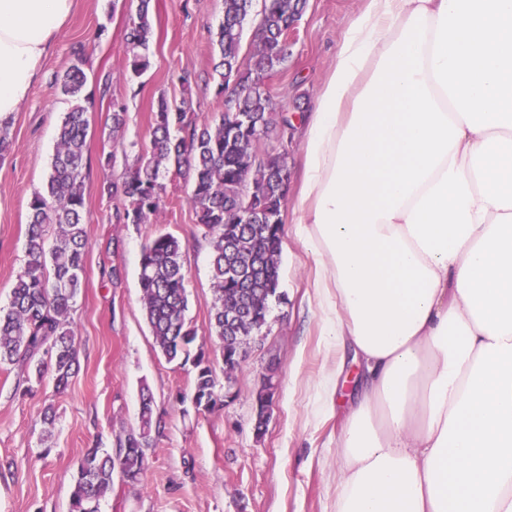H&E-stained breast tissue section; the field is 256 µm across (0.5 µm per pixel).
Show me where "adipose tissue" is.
Segmentation results:
<instances>
[{
  "label": "adipose tissue",
  "mask_w": 512,
  "mask_h": 512,
  "mask_svg": "<svg viewBox=\"0 0 512 512\" xmlns=\"http://www.w3.org/2000/svg\"><path fill=\"white\" fill-rule=\"evenodd\" d=\"M73 7L0 0V118ZM301 129L336 512H512V0H364Z\"/></svg>",
  "instance_id": "ef3b65f1"
}]
</instances>
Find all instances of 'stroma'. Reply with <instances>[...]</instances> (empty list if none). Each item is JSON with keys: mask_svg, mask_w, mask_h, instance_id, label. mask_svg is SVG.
<instances>
[{"mask_svg": "<svg viewBox=\"0 0 512 512\" xmlns=\"http://www.w3.org/2000/svg\"><path fill=\"white\" fill-rule=\"evenodd\" d=\"M363 0H307L289 32L288 61L270 84L285 109L310 110ZM139 0H76L54 48L10 130L12 147L0 160V308H7L13 282L25 264L28 203L42 189L55 152L60 121L71 101L54 78L70 66L74 47L84 51L86 89L95 97L89 112L85 179L88 247L83 287L71 319L79 340L80 370L64 392L51 380L16 390L17 371L0 367V512H70L72 477L85 449L112 451L116 438L138 424L140 394L149 388L161 419L148 449V470L139 483L114 476L100 512H334L339 418L316 413L317 385L332 354L319 322L310 286L313 264L296 235L292 206L281 219L279 297L237 372L230 398L212 412L192 404L189 367L168 362L146 323L139 287L143 245L160 233L185 241L187 319L196 343L210 356L216 377L224 357L210 335L213 303L212 248L189 201L191 184L166 179L167 195L157 224H119L116 200L104 189L125 172L123 147L148 146L151 106L159 95L180 100L178 77L191 71L197 120L223 110L216 93L213 42L224 15L223 0H151L154 31L149 67L132 94L123 79L124 34ZM127 107L122 144L112 141V103ZM114 152L112 167L98 164ZM117 249H108L109 241ZM119 266L112 282L106 268ZM277 361L274 403L257 426L255 395L270 361ZM56 412L52 437L41 422L45 408Z\"/></svg>", "mask_w": 512, "mask_h": 512, "instance_id": "obj_1", "label": "stroma"}]
</instances>
